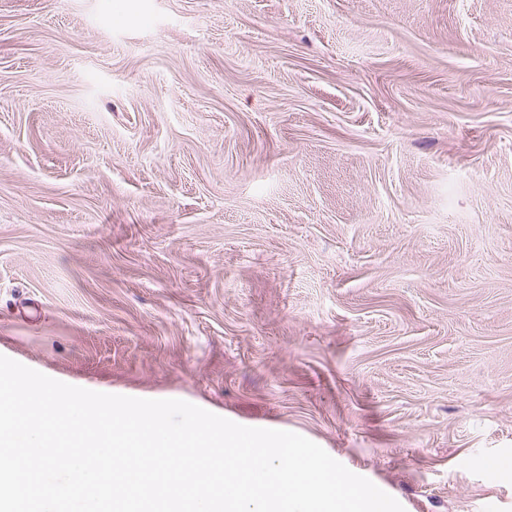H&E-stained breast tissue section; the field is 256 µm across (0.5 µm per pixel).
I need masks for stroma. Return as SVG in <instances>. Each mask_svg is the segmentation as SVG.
<instances>
[{
	"instance_id": "stroma-1",
	"label": "stroma",
	"mask_w": 512,
	"mask_h": 512,
	"mask_svg": "<svg viewBox=\"0 0 512 512\" xmlns=\"http://www.w3.org/2000/svg\"><path fill=\"white\" fill-rule=\"evenodd\" d=\"M0 355L512 512V0H0Z\"/></svg>"
}]
</instances>
